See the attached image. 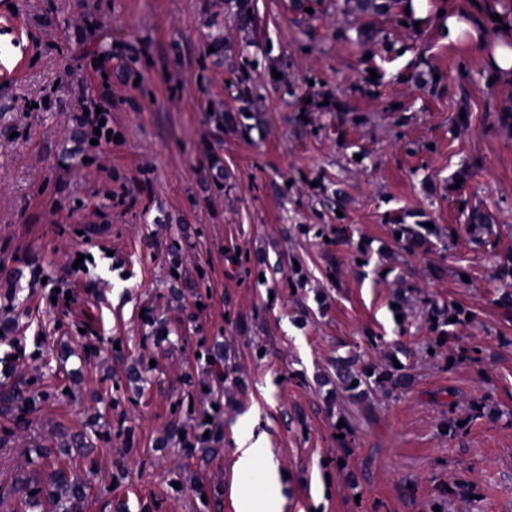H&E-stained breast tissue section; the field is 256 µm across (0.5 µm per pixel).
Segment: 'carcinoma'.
I'll return each mask as SVG.
<instances>
[{"instance_id": "1", "label": "carcinoma", "mask_w": 512, "mask_h": 512, "mask_svg": "<svg viewBox=\"0 0 512 512\" xmlns=\"http://www.w3.org/2000/svg\"><path fill=\"white\" fill-rule=\"evenodd\" d=\"M491 217L489 214L472 210L468 216V230L477 232L491 231ZM393 232L400 233L399 241L410 250L420 249L431 243V238H441L438 227L427 228L421 224H396ZM499 298L498 303L504 307H512V254L507 253L500 258L496 267ZM427 318L436 319L432 327L440 338L451 336V328L461 322V318L450 321L451 315L446 310L431 307L427 310ZM334 383L336 387L346 393L352 403L358 405L367 399L371 393L378 390L403 391L410 385L412 376L406 372V367L398 368L394 364L377 365L360 361L356 354L346 357H336L333 364ZM41 401V394L32 391L23 380L11 378L4 374V381H0V414L16 416L23 420L27 415L35 412ZM455 403L448 402V420L443 422L440 430L446 432V436L456 438L466 433L468 428L477 420L491 414V408L486 404L470 407L468 418L461 419L454 416ZM464 425H459V422ZM40 458L46 460L50 472L35 470L19 480L14 486V493L18 498L30 503L34 500H42L49 504L50 512H79L80 504L84 496L85 486L72 477L67 469L62 466L59 457H51V453L41 449L38 451Z\"/></svg>"}]
</instances>
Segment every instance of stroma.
Masks as SVG:
<instances>
[{"instance_id":"stroma-1","label":"stroma","mask_w":512,"mask_h":512,"mask_svg":"<svg viewBox=\"0 0 512 512\" xmlns=\"http://www.w3.org/2000/svg\"><path fill=\"white\" fill-rule=\"evenodd\" d=\"M355 3L252 0L243 32L236 0H0V42L24 66L0 81L14 131L0 135V321L18 325L0 356L44 396L24 424L0 416V512H24L12 488L43 468L36 447L89 424L93 447L62 458L86 484L81 512H238L242 495L265 512L266 462L233 469L254 418L288 474L287 512H512V312L491 279L512 250V78L448 38L451 15L494 37L484 0H428L419 19ZM85 102L109 109L115 141L74 138ZM473 207L494 217L489 242L462 230ZM399 220L443 237L408 253ZM174 247L200 280L178 300ZM59 284L74 303L49 306ZM428 300L470 318L435 358L406 360L410 388L356 417L345 393L329 399L317 379L336 356L366 348L383 365L433 339ZM151 310L169 340L151 336ZM473 345L481 364L458 360ZM63 348L61 373L42 374ZM481 400L500 418L441 435ZM204 421L219 443L194 440Z\"/></svg>"}]
</instances>
